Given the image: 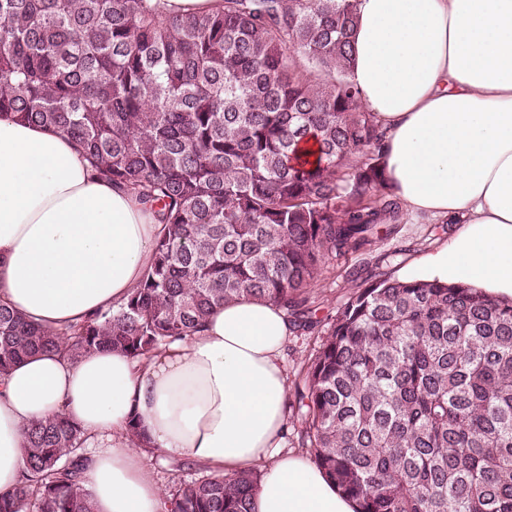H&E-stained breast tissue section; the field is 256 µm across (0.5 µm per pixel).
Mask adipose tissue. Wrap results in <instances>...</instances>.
<instances>
[{
	"mask_svg": "<svg viewBox=\"0 0 512 512\" xmlns=\"http://www.w3.org/2000/svg\"><path fill=\"white\" fill-rule=\"evenodd\" d=\"M349 80L385 133L382 179L404 218L460 227L421 258L427 280L511 300L512 0H356ZM159 230L67 137L0 116V302L54 328L107 311L139 281ZM293 330L275 303L243 297L142 361L25 357L0 375V490L19 477L28 425L63 414L88 436L95 512H161L152 451L221 477L259 469L253 512H356L304 455L280 451Z\"/></svg>",
	"mask_w": 512,
	"mask_h": 512,
	"instance_id": "ef3b65f1",
	"label": "adipose tissue"
}]
</instances>
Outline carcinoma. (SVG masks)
Returning <instances> with one entry per match:
<instances>
[{
    "label": "carcinoma",
    "mask_w": 512,
    "mask_h": 512,
    "mask_svg": "<svg viewBox=\"0 0 512 512\" xmlns=\"http://www.w3.org/2000/svg\"><path fill=\"white\" fill-rule=\"evenodd\" d=\"M356 0H0V115L71 138L162 225L120 306L67 332L0 304V374L23 357L150 356L210 311L265 299L311 329L327 254L401 224L381 134L348 80ZM316 133L318 159L300 155ZM297 444L358 512H512V302L379 277L353 292L294 387ZM83 429L25 432L0 512H94ZM259 476L181 482L164 512H252Z\"/></svg>",
    "instance_id": "cac0c4a2"
}]
</instances>
